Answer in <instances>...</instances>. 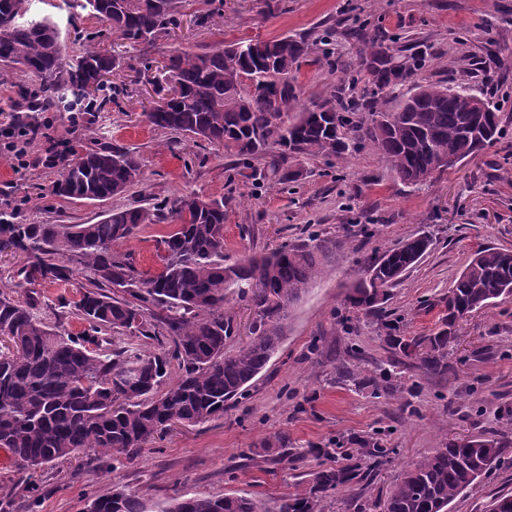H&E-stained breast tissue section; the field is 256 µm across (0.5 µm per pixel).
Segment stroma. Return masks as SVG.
<instances>
[{"label":"stroma","instance_id":"stroma-1","mask_svg":"<svg viewBox=\"0 0 512 512\" xmlns=\"http://www.w3.org/2000/svg\"><path fill=\"white\" fill-rule=\"evenodd\" d=\"M30 13L50 16L74 53L80 48L76 32L99 26L88 11L59 10L44 0H31ZM366 20L398 38L405 55L423 53L414 80L486 93L501 112L496 141L420 186L395 178L365 142L343 160L301 158L298 179L286 186L260 174L243 177L221 148L158 129L143 115L158 99L157 68L174 48L201 52L283 35L316 43L297 73L302 103L339 87L360 98L369 87L358 66ZM102 48L121 58L112 75L120 89L116 103L91 130L72 124L69 113H54L52 125L40 126L30 140L36 165L19 171L0 154V208L20 205V220L31 224H84L95 222L107 206H145L193 191L225 199L229 260L314 238L327 247L320 275L293 306L276 354L223 417L174 426L130 462L82 453L46 465L36 475L39 490L33 495L25 490V471L7 457L0 463V504L7 512H83L89 498L115 484L136 492L149 512H158L178 491L272 502L304 487L309 469L261 453L262 441L277 436L299 451L335 440L359 448L381 437L391 454L377 476L340 492L325 507L355 512L359 502L381 512L403 469L433 449L490 434L512 440V423L499 417L501 407L512 406V298L473 312L457 326L448 348V379L393 366L386 344L390 336L439 329L447 314L443 300L478 248L512 251V0H186L179 26L154 44L108 40ZM336 59L350 63V73L330 69ZM91 135L136 151L142 185L105 205L45 195L58 170L43 165V158ZM172 230L166 223L149 224L113 243L112 250L132 257L139 271L154 273L160 241ZM421 232L433 245L391 289L385 317L353 309L346 297L365 259ZM87 276L83 269L71 283L36 289L40 315L55 317L62 333L85 328L70 305L79 300ZM498 492H512L511 467L458 496L448 512H485Z\"/></svg>","mask_w":512,"mask_h":512}]
</instances>
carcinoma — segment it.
I'll return each instance as SVG.
<instances>
[{"label": "carcinoma", "instance_id": "cac0c4a2", "mask_svg": "<svg viewBox=\"0 0 512 512\" xmlns=\"http://www.w3.org/2000/svg\"><path fill=\"white\" fill-rule=\"evenodd\" d=\"M29 0H0V66L28 79L25 111L59 110L73 96L87 124L111 103L98 80L120 60L96 43L108 38L154 44L177 25L184 0H81L100 27L85 31V51L68 55L66 40L49 17L28 16ZM308 39L282 36L220 45L208 52L174 49L164 65L165 106L146 112L160 129L219 146L244 168L268 155L266 171L278 184L296 181L290 163L299 155L330 161L343 157L350 141H369L400 180L422 183L440 160L461 161L493 144L501 117L495 104L466 87L416 84L409 95L382 108L375 98L302 104L296 72L311 54ZM360 65L380 91L411 75L395 49L372 39ZM351 112L371 113L370 124ZM53 194L72 201L103 202L142 182L138 155L121 145L95 143L57 158ZM177 228L160 241L158 272L142 275L131 257L112 253V243L134 237L146 224ZM431 239L418 235L365 264L352 285L350 304L366 315L378 312L390 288L427 253ZM23 256L17 286L66 284L78 268L92 276L74 305L87 324L78 336L63 334L37 314L38 300L0 292V447L11 450L28 472L26 489L38 490L31 471L90 449L95 458L124 455L174 424L194 425L224 414V403L242 397L276 353L291 306L320 274L323 245L281 246L259 258L224 263V199L191 194L151 207L110 209L91 224H23L0 209V253ZM254 308L252 338L236 353L224 352L233 333L224 315L228 295ZM512 298V251L484 247L444 298L445 328L427 336H390L406 365L448 376V344L456 325L498 299ZM120 337L124 345L102 346ZM156 344L160 351H147ZM178 380L170 384L172 363ZM277 450V462L305 458L279 438L262 444ZM393 449L371 439L362 462L340 447L313 448L306 486L274 507L243 496L177 494L159 512H323L340 491L375 474ZM512 464V445L475 438L437 448L413 462L393 485L386 512H448V505L501 465ZM85 512H146L141 498L122 487L89 501Z\"/></svg>", "mask_w": 512, "mask_h": 512}]
</instances>
